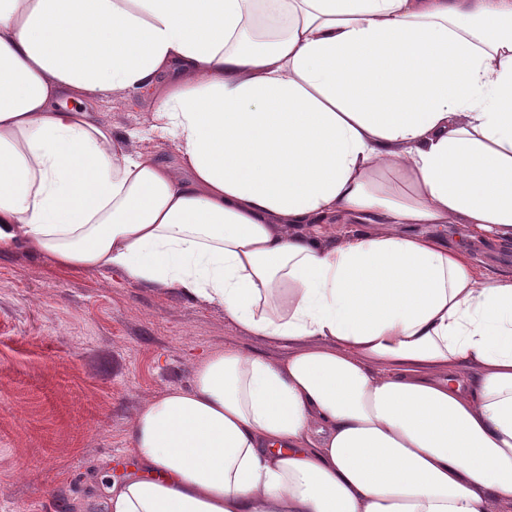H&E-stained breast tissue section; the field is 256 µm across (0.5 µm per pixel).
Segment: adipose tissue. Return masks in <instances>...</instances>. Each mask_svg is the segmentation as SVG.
<instances>
[{"mask_svg": "<svg viewBox=\"0 0 512 512\" xmlns=\"http://www.w3.org/2000/svg\"><path fill=\"white\" fill-rule=\"evenodd\" d=\"M449 224L512 240V0H0V249L288 345L148 401L110 512H512V273ZM98 108L102 111L106 120L119 128H131L140 125L144 111L148 108L146 100L140 101L135 107L130 108L121 100H114L112 103H100ZM445 235L446 241L448 240L449 245L455 246L465 244L471 258L478 268L489 271H512V257L509 258L508 263L502 262V254L505 249H507L508 253L510 252V255H512V242L490 244L468 241L463 224H449L448 231Z\"/></svg>", "mask_w": 512, "mask_h": 512, "instance_id": "obj_1", "label": "adipose tissue"}]
</instances>
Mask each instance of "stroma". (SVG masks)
Returning a JSON list of instances; mask_svg holds the SVG:
<instances>
[{
	"label": "stroma",
	"instance_id": "obj_1",
	"mask_svg": "<svg viewBox=\"0 0 512 512\" xmlns=\"http://www.w3.org/2000/svg\"><path fill=\"white\" fill-rule=\"evenodd\" d=\"M476 266L512 271V242L467 240ZM235 346L271 359L288 347L243 332L222 308L0 251V512H107L103 484L126 476L145 403L190 387L196 362Z\"/></svg>",
	"mask_w": 512,
	"mask_h": 512
}]
</instances>
